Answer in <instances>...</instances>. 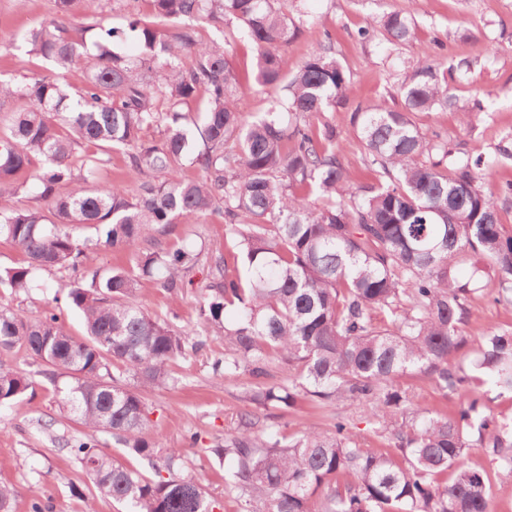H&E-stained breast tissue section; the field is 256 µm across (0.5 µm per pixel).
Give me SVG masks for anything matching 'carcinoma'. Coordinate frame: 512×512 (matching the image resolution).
I'll use <instances>...</instances> for the list:
<instances>
[{"mask_svg":"<svg viewBox=\"0 0 512 512\" xmlns=\"http://www.w3.org/2000/svg\"><path fill=\"white\" fill-rule=\"evenodd\" d=\"M82 2L55 0L54 17L25 43L28 54L59 69L85 70L83 87L71 91L56 74L20 87L0 79V100L21 102L0 129V241L24 254L0 270V285L20 291L38 271L66 272V299L82 313L87 336H71L56 313L32 321L0 305V349L40 359L53 386L57 371H80L63 404L85 437L69 450L98 494L129 512H214L204 476L179 474L180 449L154 462L162 444L149 436L144 397L205 343L189 341L178 315L154 317L135 301L143 280L178 294L200 253L182 246L142 251L107 271L89 264L102 244L128 250L154 230L210 213L224 220L235 251L210 256L214 282L196 307L198 335L224 337L213 372L248 374L255 406L211 449L224 460V490L237 512H491L486 470L461 458L480 448L512 472V417L479 410L476 398L450 416L394 383L414 371L446 397L487 375L512 395L511 331L482 333L471 373L459 355L470 296L488 276L495 301L512 308V232L499 206L512 183L499 189L501 198L484 189L488 161L452 156L411 118L456 105L437 69L419 62L404 77L402 109L377 103L353 113L372 177L362 184L343 161L336 127L313 122L349 92L332 37L283 82L284 47L306 24L294 0H150L152 21L136 12L138 0H125L122 28L102 17L75 23ZM231 20L255 47L257 80L283 91L285 111L255 121L239 112L240 83L224 46ZM201 23L220 38H204ZM382 28L393 44L413 35L400 11ZM125 36L137 41L134 57L112 50ZM154 132L159 137H148ZM114 150L138 182L133 196L99 183ZM186 164L203 176L182 178ZM26 171L38 207L12 203ZM82 228L96 237L73 234ZM471 256L479 261L463 277L458 267ZM229 305L238 311L230 327ZM271 356L280 364L277 382ZM30 388L25 373L0 366L1 406ZM339 401L361 405L389 448L361 447L339 413L330 431L310 426L288 441L255 431L262 409L295 413ZM106 431L156 479L99 448Z\"/></svg>","mask_w":512,"mask_h":512,"instance_id":"obj_1","label":"carcinoma"}]
</instances>
